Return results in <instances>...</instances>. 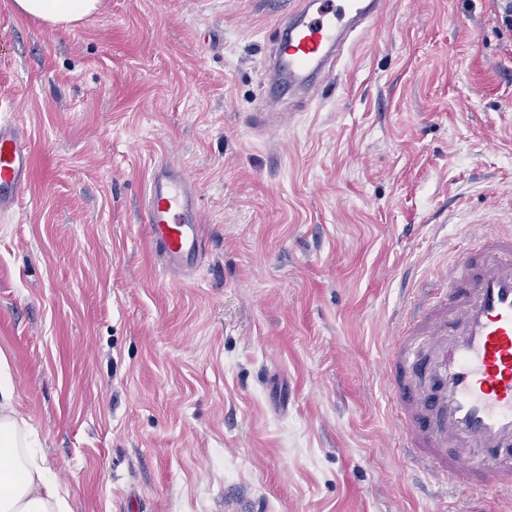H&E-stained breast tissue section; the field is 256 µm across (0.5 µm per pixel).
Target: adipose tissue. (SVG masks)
I'll return each instance as SVG.
<instances>
[{
  "label": "adipose tissue",
  "mask_w": 512,
  "mask_h": 512,
  "mask_svg": "<svg viewBox=\"0 0 512 512\" xmlns=\"http://www.w3.org/2000/svg\"><path fill=\"white\" fill-rule=\"evenodd\" d=\"M101 0H14L16 11L68 27L95 13ZM38 433L18 408L9 357L0 350V512H73L70 491L40 453Z\"/></svg>",
  "instance_id": "1"
}]
</instances>
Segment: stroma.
Listing matches in <instances>:
<instances>
[{
	"mask_svg": "<svg viewBox=\"0 0 512 512\" xmlns=\"http://www.w3.org/2000/svg\"><path fill=\"white\" fill-rule=\"evenodd\" d=\"M498 5L390 0L270 137L265 0H102L67 28L0 0V115L34 145L0 349L74 512H438L383 359L403 287L512 226ZM165 158L199 192L191 277L147 238Z\"/></svg>",
	"mask_w": 512,
	"mask_h": 512,
	"instance_id": "1",
	"label": "stroma"
}]
</instances>
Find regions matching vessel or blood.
Here are the masks:
<instances>
[{
  "mask_svg": "<svg viewBox=\"0 0 512 512\" xmlns=\"http://www.w3.org/2000/svg\"><path fill=\"white\" fill-rule=\"evenodd\" d=\"M387 0H292L273 50L272 102L332 76L349 41ZM27 132L0 120V213L14 210L31 174ZM148 237L163 267L192 273L203 246L197 192L161 162L144 196ZM387 392L409 460L451 489L493 487L512 501V229L488 226L456 254L440 287L412 302L386 356Z\"/></svg>",
  "mask_w": 512,
  "mask_h": 512,
  "instance_id": "b4317fda",
  "label": "vessel or blood"
}]
</instances>
